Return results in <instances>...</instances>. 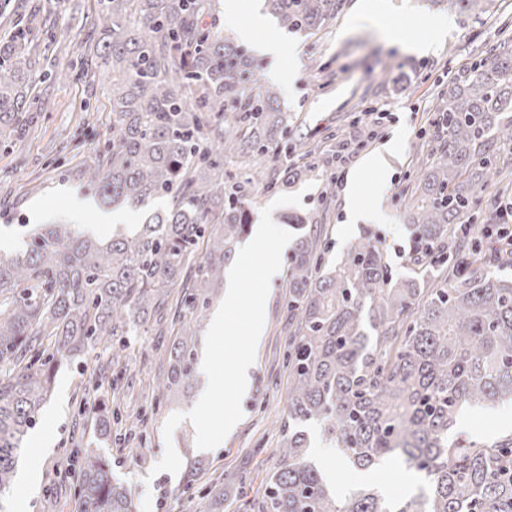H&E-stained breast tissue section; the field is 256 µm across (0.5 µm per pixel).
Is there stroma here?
I'll list each match as a JSON object with an SVG mask.
<instances>
[{"label":"stroma","mask_w":512,"mask_h":512,"mask_svg":"<svg viewBox=\"0 0 512 512\" xmlns=\"http://www.w3.org/2000/svg\"><path fill=\"white\" fill-rule=\"evenodd\" d=\"M97 0H52L55 41L40 40L47 68L75 65L81 41L94 38L92 27ZM452 15L453 29L433 51L416 54L410 42L427 37L428 21ZM385 17L399 28V39L381 32L377 19ZM300 69L286 70L293 81L294 97L279 102L296 136L316 139L328 124H342L345 117L368 108L394 113L396 121L385 131L386 140L401 138L402 145L388 159L387 193L375 189L376 174H367L361 189L366 204L382 206L391 222L358 223L355 234L370 232L387 248L394 271H403L411 228L403 220V205L394 204L390 190L407 185L424 153L423 143L435 115L437 94L449 81L495 46L512 48V0H485V10L475 15L461 11L448 0H345L342 11L313 37L299 36ZM108 76L77 77L67 82H45L36 92L49 98L48 111L30 113L8 143L0 145V228L33 220L35 210L57 216L67 209L66 189L82 190L78 178L61 181L57 170L46 168L47 154L64 158L72 167L95 157L112 132V115L106 99ZM334 143L322 146L323 154L308 180L296 181L289 193H301L298 213L308 218L311 229L327 232L329 262H337L349 246L343 234L347 191L362 160L354 155L336 184L331 205H323L322 193L336 170ZM288 279L280 277L266 308V331L258 346L252 385L242 400L243 418L237 430L214 449L195 445V430L182 422L172 443L181 458H197L199 484L224 486V512H243L262 499L265 474L276 468L273 450L281 439L286 418L288 371L283 352L288 339L285 306ZM176 323L172 314L153 320L131 337L122 371L127 391L121 408L145 415L142 437L127 436L125 423H102L101 405L111 403L113 368L108 353L94 352L82 360L63 361L53 391L34 428L47 434L49 447L35 451L24 444L22 469L37 468L35 488L15 480L0 495V512H13L22 502L23 512H78L72 489L76 448H94L112 461L113 474L133 495L134 512H207L201 495L183 492L182 475L157 471L164 453L163 426L170 415L193 406L206 386L204 373L187 394L157 409L153 403V378L168 368V351Z\"/></svg>","instance_id":"stroma-1"}]
</instances>
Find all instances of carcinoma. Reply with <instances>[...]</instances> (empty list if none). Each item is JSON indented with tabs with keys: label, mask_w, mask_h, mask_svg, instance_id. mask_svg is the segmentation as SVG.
<instances>
[{
	"label": "carcinoma",
	"mask_w": 512,
	"mask_h": 512,
	"mask_svg": "<svg viewBox=\"0 0 512 512\" xmlns=\"http://www.w3.org/2000/svg\"><path fill=\"white\" fill-rule=\"evenodd\" d=\"M264 2L282 28L315 35L343 0ZM98 5L101 37L81 51L112 78V136L79 177L106 207L143 209L160 197L170 207L108 240L45 224L47 244L0 251V492L62 359L110 348L117 367L129 337L174 304L178 329L155 407L191 387L197 332L250 232L249 189L278 190L315 169L287 167L273 179L256 168L235 183L224 172L235 158L286 155L294 138L277 89L246 94L248 58L204 23L214 0ZM47 21L36 6L0 38V141L46 109L37 84L72 77L43 70L34 37L55 39ZM433 127L407 188L405 271L393 272L368 232L329 269L321 234L299 237L288 277L287 413L258 512H512V433L491 446L449 437L464 409L512 400V279L497 272L502 245L470 223L512 157V51L494 49L449 83ZM314 423L353 468L400 462L427 491L390 500L362 484L339 495L307 458ZM76 454L78 512H131L110 460Z\"/></svg>",
	"instance_id": "1"
}]
</instances>
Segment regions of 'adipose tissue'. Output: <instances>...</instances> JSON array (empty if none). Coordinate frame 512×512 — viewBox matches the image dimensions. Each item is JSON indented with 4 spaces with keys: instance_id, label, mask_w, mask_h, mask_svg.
I'll list each match as a JSON object with an SVG mask.
<instances>
[{
    "instance_id": "obj_1",
    "label": "adipose tissue",
    "mask_w": 512,
    "mask_h": 512,
    "mask_svg": "<svg viewBox=\"0 0 512 512\" xmlns=\"http://www.w3.org/2000/svg\"><path fill=\"white\" fill-rule=\"evenodd\" d=\"M225 23L228 27L234 29L239 41L251 46L257 57L268 59L267 79L281 83L287 95H294L295 90L292 82L287 81L284 77L282 63L286 60L290 61L293 68L297 69L300 68L301 61L297 53L287 52L285 37L274 31L259 32L257 26L254 25L244 26L239 24L235 11L231 9L227 10L225 14ZM397 149L398 144L393 141L385 144L378 151L364 159L352 180L347 196L346 210L350 224L354 225L364 220H371L377 223L387 221L388 215L384 210L378 208L370 209L364 205L360 195V186L366 174L371 172L379 175L384 174L388 156H391ZM67 197L69 200L68 217L74 223L80 224L82 232L97 235L109 225L133 224L137 221L136 216L132 214L131 210L115 209L99 212L94 223H83L82 218L90 209L89 200L75 191L68 192Z\"/></svg>"
}]
</instances>
